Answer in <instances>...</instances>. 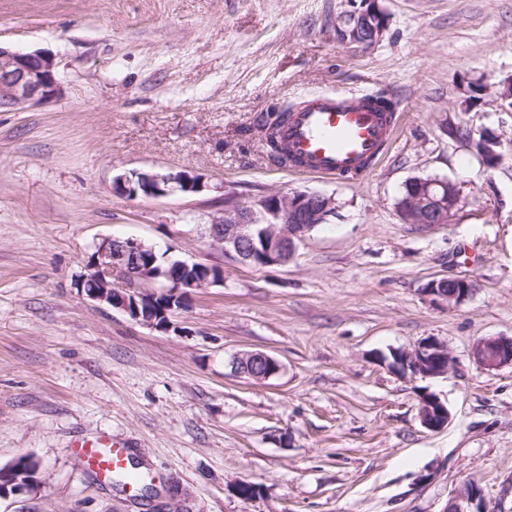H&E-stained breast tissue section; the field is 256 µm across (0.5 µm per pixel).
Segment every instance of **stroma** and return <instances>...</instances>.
I'll list each match as a JSON object with an SVG mask.
<instances>
[{"mask_svg":"<svg viewBox=\"0 0 512 512\" xmlns=\"http://www.w3.org/2000/svg\"><path fill=\"white\" fill-rule=\"evenodd\" d=\"M371 46L340 42L354 0H0V43L55 55L60 96L0 111V466L40 464L38 489L0 512H442L479 486L512 512V367L471 357L512 336V150L487 168L449 128L512 141V113L466 100L475 81L512 79V0H379ZM338 91L392 94L396 141L357 179L279 169L266 121ZM187 170L203 192L130 199L112 180ZM413 177L459 191L451 223H404ZM320 192L330 223L288 264H245L211 249L201 224L225 195ZM220 265L164 333L83 297L76 283L103 237ZM466 278L463 303L427 283ZM432 338L455 369L401 375L396 352ZM281 364L265 381L244 351ZM448 408L444 429L420 399ZM126 445L155 475L148 498L110 486L77 442ZM255 486V496L238 493ZM472 357L485 370L512 366V336H488L479 339L472 348ZM236 360L240 365L238 372L256 381H265L277 374L280 370L279 362L272 356L261 351H244L237 355ZM248 365L251 367L254 365L260 366L261 371L251 372L248 369ZM419 416L422 426L430 431L443 428L449 420L447 408L438 398L432 395L421 399Z\"/></svg>","mask_w":512,"mask_h":512,"instance_id":"35a3bbf8","label":"stroma"}]
</instances>
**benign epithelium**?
<instances>
[{
    "mask_svg": "<svg viewBox=\"0 0 512 512\" xmlns=\"http://www.w3.org/2000/svg\"><path fill=\"white\" fill-rule=\"evenodd\" d=\"M387 21L378 0H361L360 7L347 12L338 28L345 42L370 45L386 31ZM56 57L45 50L23 51L0 45V107L22 109L59 96L62 87L57 77ZM453 136L465 141L469 150L488 168L500 162L497 148L500 135L492 130L460 134L449 129ZM207 188L198 174L180 170L160 172L135 170L115 177L113 192L128 197H161L176 192L199 193ZM458 189L449 180L425 178L417 181L412 195L398 206L401 219L412 221L411 214L420 210L422 224H447L458 204ZM267 217L263 230H258L256 218ZM336 215L334 198L311 191L272 193L240 203L224 202L221 215L203 225L201 237L210 247L234 254L242 262L271 267L287 264L295 253L297 243L318 225L327 224ZM159 256L154 246L132 237L109 236L101 239L88 256L86 272L77 288L87 299L117 309L132 320L151 327L168 330L172 311L163 308L165 320L157 323L152 305L158 295L147 291L158 279L169 283L164 295L186 302L193 292L224 283V270L198 262L169 261V269L161 273L155 268ZM440 281L428 284L427 293L436 302L450 306L465 301L472 285L465 279L451 280L448 289ZM472 357L485 370L512 366V336H488L479 339L472 348ZM239 373L256 381H265L280 370L279 362L261 351H244L237 355ZM401 372L423 378L444 376L452 372L455 363L446 346L434 340L420 342L412 351L399 353ZM420 422L430 431L443 428L449 412L436 397L421 399ZM443 512H487L483 507L481 489L468 484L456 490L448 499Z\"/></svg>",
    "mask_w": 512,
    "mask_h": 512,
    "instance_id": "obj_1",
    "label": "benign epithelium"
}]
</instances>
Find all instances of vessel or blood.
I'll use <instances>...</instances> for the list:
<instances>
[{
    "label": "vessel or blood",
    "mask_w": 512,
    "mask_h": 512,
    "mask_svg": "<svg viewBox=\"0 0 512 512\" xmlns=\"http://www.w3.org/2000/svg\"><path fill=\"white\" fill-rule=\"evenodd\" d=\"M398 117L372 106L366 96L326 92L309 98L291 112L279 137L291 173L322 178L356 177L372 170L393 144ZM78 453L89 468L106 477L122 469L126 447L110 440L82 442Z\"/></svg>",
    "instance_id": "vessel-or-blood-1"
}]
</instances>
